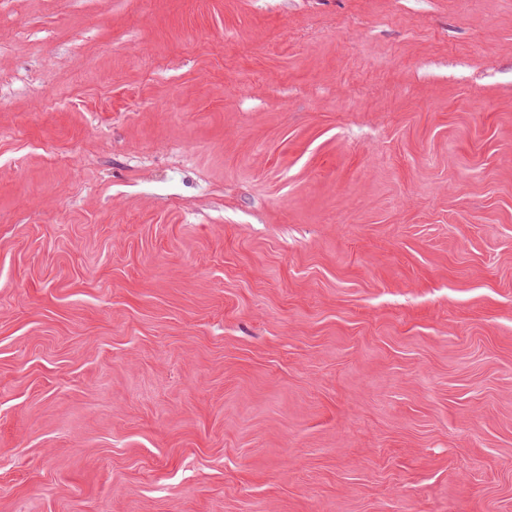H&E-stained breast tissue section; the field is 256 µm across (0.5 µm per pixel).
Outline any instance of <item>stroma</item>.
<instances>
[{"mask_svg":"<svg viewBox=\"0 0 512 512\" xmlns=\"http://www.w3.org/2000/svg\"><path fill=\"white\" fill-rule=\"evenodd\" d=\"M0 512H512V0H0Z\"/></svg>","mask_w":512,"mask_h":512,"instance_id":"stroma-1","label":"stroma"}]
</instances>
